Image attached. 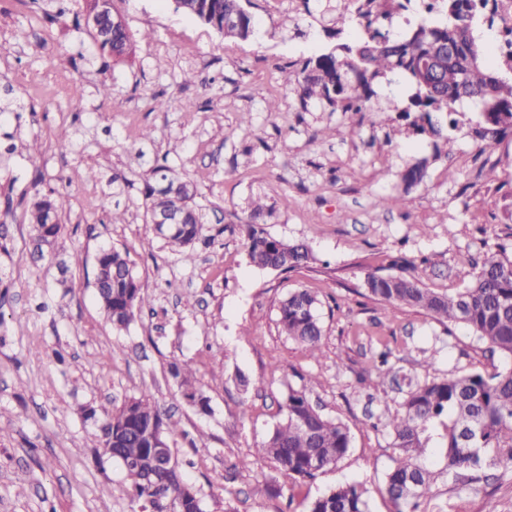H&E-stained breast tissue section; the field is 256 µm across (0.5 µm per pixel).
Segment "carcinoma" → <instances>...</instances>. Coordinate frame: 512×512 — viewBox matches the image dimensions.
Instances as JSON below:
<instances>
[{
    "label": "carcinoma",
    "mask_w": 512,
    "mask_h": 512,
    "mask_svg": "<svg viewBox=\"0 0 512 512\" xmlns=\"http://www.w3.org/2000/svg\"><path fill=\"white\" fill-rule=\"evenodd\" d=\"M175 9L196 18L224 37L247 40L253 34L251 0H173ZM367 3L364 35L338 43L329 52L305 60L288 73L286 80L301 104L314 100L333 112H374L372 85L400 73L413 86L409 106L401 118L419 135L444 140L448 151L454 141L444 134L438 115L450 117L458 126L456 104L463 98L478 101L482 121L476 135L490 150L512 138V79L484 66L475 26H493L489 0H421L428 16L444 14V22L421 19L401 38L382 30L380 22L391 17L394 0H351V9L336 13L335 35L339 36L352 16ZM88 22L96 51L119 62L131 53L132 37L126 24L117 21L112 0H83L81 18ZM427 161L409 167L403 174L408 186L420 183ZM169 168L154 169L155 183L147 185L146 215L178 213L164 239L183 260H195L194 245L206 230L207 215L195 201V189L184 177H171ZM60 203L51 195H37L29 203L27 221L37 249L55 242L60 234ZM269 212L253 202L246 221V248L250 263L260 268L289 273L314 261L303 243L273 237L265 228ZM457 263L474 271L472 281L462 288L436 291L424 287L413 276L368 272L364 290L370 298L389 308L406 306L422 311L448 327L461 325L512 361V256L505 248L487 252L482 259L461 253ZM96 296L112 327L126 329L137 312L152 305L126 253L114 247L103 249L96 258ZM321 301L307 290L288 293L278 306L281 333L297 342L316 359L322 352L324 327L319 313ZM389 347L382 346L368 370L369 401L388 408L387 389L404 391L400 410L369 415L371 426L391 440L399 457L384 477V491L393 512H424L421 502L432 490L435 476L421 462L430 442L431 429L444 427L443 451L448 474L464 478L465 486L477 484L485 470L512 467V366L491 376L478 372L424 377L408 384L401 367L391 360ZM170 373L177 381L181 398L202 413L210 410L209 398L198 384L196 369L189 361L174 362ZM314 381L300 389L288 387L279 404L282 419L257 443L255 456L269 461L294 480L311 479L335 466L351 448L350 429L322 413L309 393ZM84 418L101 423L103 444L111 445L110 458L126 474L130 497L154 512H199L201 491L186 482L179 470L160 466L159 445L178 435V422L146 394L127 398L112 408L84 407ZM307 512H370L367 489L345 483L328 489L307 506Z\"/></svg>",
    "instance_id": "cac0c4a2"
}]
</instances>
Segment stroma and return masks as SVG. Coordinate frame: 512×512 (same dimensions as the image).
<instances>
[{
	"instance_id": "obj_1",
	"label": "stroma",
	"mask_w": 512,
	"mask_h": 512,
	"mask_svg": "<svg viewBox=\"0 0 512 512\" xmlns=\"http://www.w3.org/2000/svg\"><path fill=\"white\" fill-rule=\"evenodd\" d=\"M341 2L252 0L255 34L242 41L172 0H112L135 43L131 58L115 62L96 52L87 27L47 19L43 0H0V223L9 226L0 265L12 272L0 282V512H133L122 466L79 409L143 393L178 420L172 449L205 512H305L348 482L367 488L371 512H392L383 478L398 452L364 414L372 354L388 346L419 377L488 376L506 365L466 328L408 307L391 312L364 294L365 272L398 256L425 287L445 290L472 276L458 253L512 250V140L493 155L490 185L478 176L491 155L473 133L480 116L470 101L456 105L447 156L436 155L433 138L392 134L408 91L387 81L373 85V112L301 107L284 70L336 45ZM63 130L65 152L56 145ZM421 160L423 182L405 187L403 172ZM160 164L190 176L209 214L212 241L196 244L191 263L146 222L145 188ZM38 190L62 201L57 249L67 272L32 256L23 214ZM256 194L273 208L268 232L306 243L313 263L282 274L249 262L243 224ZM402 194L406 207L377 204ZM116 208L125 223H112ZM109 247L127 252L153 303L120 333L93 286L96 257ZM295 289L322 301L320 359L277 328L278 305ZM176 360L194 362L209 413L181 399L168 373ZM240 372L260 390H240ZM308 378L312 401L349 427L352 443L336 467L296 481L251 450L280 420L288 387ZM423 461L436 475L425 512H512V471L494 469L464 494L439 445Z\"/></svg>"
}]
</instances>
